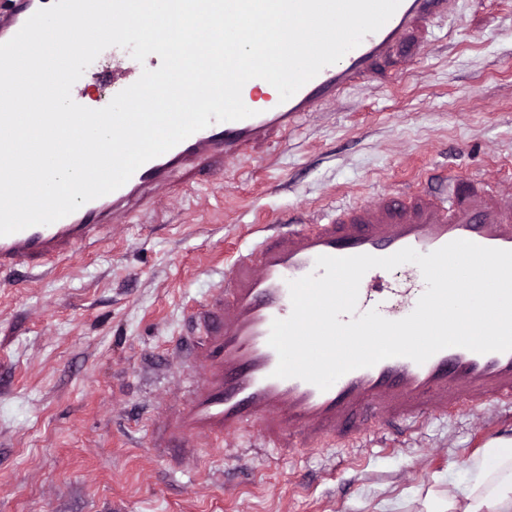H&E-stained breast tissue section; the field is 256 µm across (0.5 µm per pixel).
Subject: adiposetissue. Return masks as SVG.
Returning a JSON list of instances; mask_svg holds the SVG:
<instances>
[{
	"mask_svg": "<svg viewBox=\"0 0 512 512\" xmlns=\"http://www.w3.org/2000/svg\"><path fill=\"white\" fill-rule=\"evenodd\" d=\"M494 469L495 482L483 490L486 469ZM462 498L436 501L428 512H512V439L500 438L490 443L480 465L463 471Z\"/></svg>",
	"mask_w": 512,
	"mask_h": 512,
	"instance_id": "adipose-tissue-1",
	"label": "adipose tissue"
}]
</instances>
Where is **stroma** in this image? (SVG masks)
Listing matches in <instances>:
<instances>
[{"label": "stroma", "instance_id": "1", "mask_svg": "<svg viewBox=\"0 0 512 512\" xmlns=\"http://www.w3.org/2000/svg\"><path fill=\"white\" fill-rule=\"evenodd\" d=\"M470 170L512 188V0H458L389 87L200 171L53 270L0 275V512H426L512 418L433 417L390 445L245 466L231 440L168 455L149 400L181 391L170 346L257 225Z\"/></svg>", "mask_w": 512, "mask_h": 512}]
</instances>
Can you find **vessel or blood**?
<instances>
[{"label": "vessel or blood", "mask_w": 512, "mask_h": 512, "mask_svg": "<svg viewBox=\"0 0 512 512\" xmlns=\"http://www.w3.org/2000/svg\"><path fill=\"white\" fill-rule=\"evenodd\" d=\"M52 0H8L0 7V42ZM457 0H401L393 16L337 63L324 67L291 98L254 101L257 80L241 92L257 115L216 122L139 167L119 189L83 204L49 225L0 236V272L47 271L78 251L105 241L113 225L151 213L160 190L171 188L177 172L190 173L256 156L306 117L336 105L354 90L376 91L405 63L432 43L435 28L447 23ZM112 90L120 92L157 69L160 58L138 62L128 50H112ZM443 191L399 189L373 200L336 207L328 214L285 218L265 224L249 246L238 249L209 297L186 319L174 343V357L187 394L166 409L164 445L194 448L225 438L245 440L249 449L311 452L333 444L354 446L368 432L414 428L431 416L456 412L480 415L512 409V351L478 354L451 347L418 364L405 357L350 371L328 390L299 378H277L276 351L268 338L273 320L292 311L290 281L315 273L318 256L370 254L386 257L410 247L426 254L464 239L512 250V193L486 174L448 178ZM391 280L374 268L362 278L358 313L408 316L424 293L419 267Z\"/></svg>", "instance_id": "vessel-or-blood-1"}]
</instances>
